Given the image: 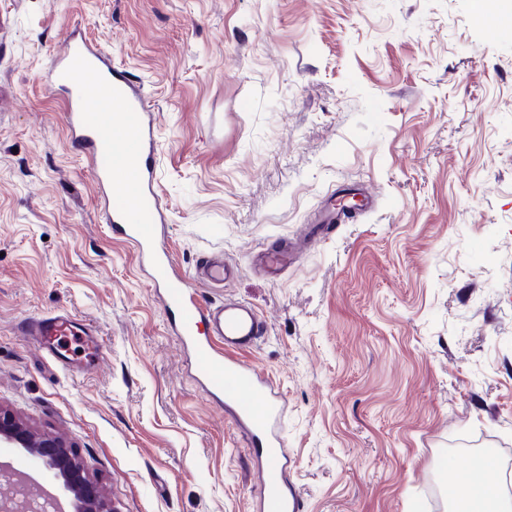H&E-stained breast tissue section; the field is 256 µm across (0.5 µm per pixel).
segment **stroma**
Listing matches in <instances>:
<instances>
[{"label":"stroma","mask_w":512,"mask_h":512,"mask_svg":"<svg viewBox=\"0 0 512 512\" xmlns=\"http://www.w3.org/2000/svg\"><path fill=\"white\" fill-rule=\"evenodd\" d=\"M475 0H0V404L118 512H256L254 449L195 381L46 87L71 33L153 107L165 241L288 401L302 512H449L468 448L512 465V29ZM371 206L311 236L346 191ZM292 250L271 275L259 250ZM66 309L106 358L21 336Z\"/></svg>","instance_id":"35a3bbf8"}]
</instances>
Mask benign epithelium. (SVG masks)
I'll return each instance as SVG.
<instances>
[{"instance_id": "1", "label": "benign epithelium", "mask_w": 512, "mask_h": 512, "mask_svg": "<svg viewBox=\"0 0 512 512\" xmlns=\"http://www.w3.org/2000/svg\"><path fill=\"white\" fill-rule=\"evenodd\" d=\"M13 444L42 458L54 476L63 482L75 501L77 512H111L96 488L81 470V465L66 451L61 438L32 428L11 410L0 405V444ZM32 504L21 499V489L0 502V512H29Z\"/></svg>"}]
</instances>
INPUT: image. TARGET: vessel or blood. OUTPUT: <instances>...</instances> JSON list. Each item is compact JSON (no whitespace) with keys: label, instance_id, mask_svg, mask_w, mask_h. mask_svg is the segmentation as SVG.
Instances as JSON below:
<instances>
[{"label":"vessel or blood","instance_id":"obj_1","mask_svg":"<svg viewBox=\"0 0 512 512\" xmlns=\"http://www.w3.org/2000/svg\"><path fill=\"white\" fill-rule=\"evenodd\" d=\"M87 68L108 80L111 119L89 111L82 99ZM50 85L66 105L69 136L82 143L100 189L121 196L107 223L135 248L143 271L157 285L176 336L193 356L197 381L223 404L256 450L255 473L263 491L259 512H300L284 449L288 402L268 375L241 358L264 336L262 317L242 303L214 306L198 297L190 275L177 268L164 245L166 218L152 162L156 128L142 84L113 67L99 48L73 37L52 67ZM120 154L135 171V186L127 192L120 187ZM18 330L70 372H85L105 356L97 332L65 310L23 319Z\"/></svg>","mask_w":512,"mask_h":512}]
</instances>
